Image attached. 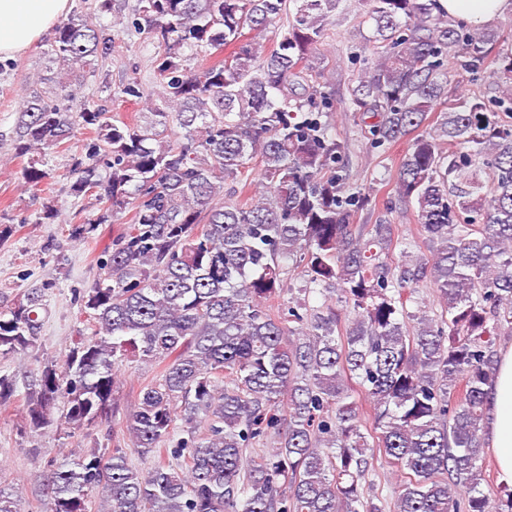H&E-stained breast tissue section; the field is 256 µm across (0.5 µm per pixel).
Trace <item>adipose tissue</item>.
Wrapping results in <instances>:
<instances>
[{
	"mask_svg": "<svg viewBox=\"0 0 512 512\" xmlns=\"http://www.w3.org/2000/svg\"><path fill=\"white\" fill-rule=\"evenodd\" d=\"M69 0H0V60L38 43L67 12ZM449 16L479 24L512 12V0H439ZM485 429L501 484L512 486V343L499 350L485 387Z\"/></svg>",
	"mask_w": 512,
	"mask_h": 512,
	"instance_id": "ef3b65f1",
	"label": "adipose tissue"
}]
</instances>
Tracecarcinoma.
<instances>
[{
  "instance_id": "cac0c4a2",
  "label": "carcinoma",
  "mask_w": 512,
  "mask_h": 512,
  "mask_svg": "<svg viewBox=\"0 0 512 512\" xmlns=\"http://www.w3.org/2000/svg\"><path fill=\"white\" fill-rule=\"evenodd\" d=\"M139 2L161 104L144 99L133 125L89 99L64 105L112 51L93 22L112 0H92L56 25L43 54L57 76L38 78L48 88L22 100L12 130L28 189L94 130L66 178L97 212L70 236L120 225L82 292L92 334L23 379L29 428L81 431L108 418L123 362L160 369L124 423L154 464L137 469L118 447L74 453L40 475L43 512H385L370 495L379 454L401 476L393 512H512L511 488L495 506L482 488L484 386L512 336V123L500 117L512 48L499 24L457 21L437 0H370L372 57L350 102L372 147L409 142L394 196L429 247L396 256V225L350 224L370 198L326 120L336 98L313 51L343 0ZM284 16L267 47L260 32ZM450 58L475 75L494 59L495 95L450 94ZM295 276L336 297L348 325L331 302L272 309ZM424 282L441 312L409 311ZM54 287L0 295L1 360L36 348ZM17 388L1 374L0 403ZM259 442L269 449L244 458Z\"/></svg>"
}]
</instances>
